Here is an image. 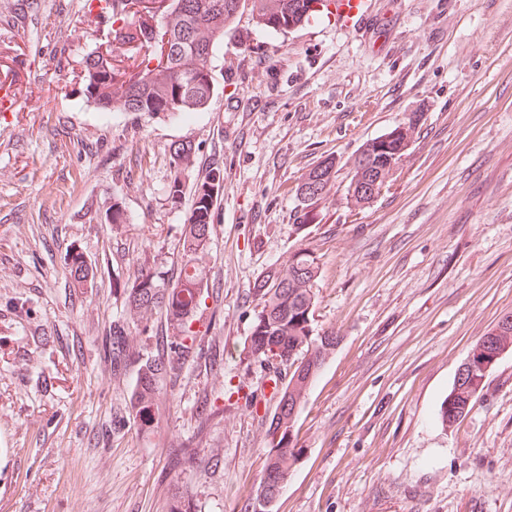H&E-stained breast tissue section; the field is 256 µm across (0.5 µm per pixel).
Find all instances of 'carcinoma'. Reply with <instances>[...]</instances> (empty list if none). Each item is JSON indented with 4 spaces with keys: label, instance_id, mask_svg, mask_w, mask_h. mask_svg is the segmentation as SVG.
Returning <instances> with one entry per match:
<instances>
[{
    "label": "carcinoma",
    "instance_id": "carcinoma-1",
    "mask_svg": "<svg viewBox=\"0 0 512 512\" xmlns=\"http://www.w3.org/2000/svg\"><path fill=\"white\" fill-rule=\"evenodd\" d=\"M88 12L99 10L105 20L102 45L85 58L84 94L101 111L119 104L127 112L152 116L167 112L190 113L206 106L215 90L210 57L216 41L232 30L237 17L249 12L266 29L285 34L303 21L328 8L331 0H87ZM408 146L407 130L402 125L366 142L353 161V174L347 194L359 201H369L368 193L381 169L399 162ZM194 152L190 143L174 146V168L168 185V199L177 202L185 187L184 159ZM335 162L326 159L313 167L298 191L309 200L320 196L331 178ZM224 173L215 168L207 180L195 186L194 204L189 217V233L182 250V264L175 286L166 288L155 277H142L128 294L137 308L159 310L177 322L178 332L164 351L149 357L141 365L132 409L139 421L152 422V396L157 381L204 355L200 331L193 328L197 312L211 297L202 285L192 255L210 235L217 209ZM319 275L316 258L306 252L287 260V267L267 272L254 283L250 296L255 302V318L249 336L246 358L274 369H289L287 383L273 377L275 394L283 406L275 413L266 430L265 470L288 477L298 460L295 428L298 411L288 403V390H301L307 375L294 369L296 361L312 357L314 372H319L336 346V337L313 335L315 310L314 283ZM512 330V314L504 315L497 326L481 340L468 356L474 370L458 374L448 396L440 406L442 426L460 421L471 408L474 398L484 388V379L500 355L495 337ZM129 325L112 321L105 358L112 374H123L129 365L141 360L130 349Z\"/></svg>",
    "mask_w": 512,
    "mask_h": 512
}]
</instances>
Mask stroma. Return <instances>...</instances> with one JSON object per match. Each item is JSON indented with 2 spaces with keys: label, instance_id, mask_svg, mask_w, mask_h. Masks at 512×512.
Instances as JSON below:
<instances>
[{
  "label": "stroma",
  "instance_id": "1",
  "mask_svg": "<svg viewBox=\"0 0 512 512\" xmlns=\"http://www.w3.org/2000/svg\"><path fill=\"white\" fill-rule=\"evenodd\" d=\"M279 34L242 15L185 116L88 103L101 32L86 0H0V512H247L277 399L247 360L255 281L316 256L315 335L335 333L297 418L303 453L277 512H512V351L452 428L442 401L512 313V0H368ZM422 113L381 195H346L360 146ZM186 189L167 197L176 144ZM338 166L301 224L298 186ZM224 172L197 318L224 352L164 378L150 427L139 364L113 376L109 328L143 356L164 313L129 306L142 275L175 283L193 188ZM124 218L112 222L113 205ZM88 274H70L71 259ZM331 6L336 11V20L345 26L357 18L366 17L368 11L365 0H336V4Z\"/></svg>",
  "mask_w": 512,
  "mask_h": 512
}]
</instances>
